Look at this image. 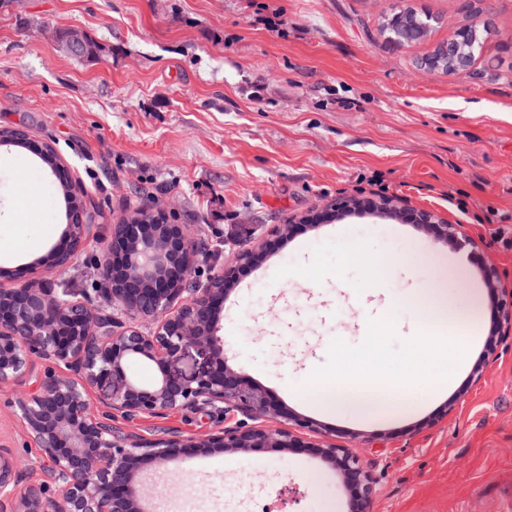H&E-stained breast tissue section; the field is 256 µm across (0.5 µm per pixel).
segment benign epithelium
<instances>
[{"instance_id": "1", "label": "benign epithelium", "mask_w": 512, "mask_h": 512, "mask_svg": "<svg viewBox=\"0 0 512 512\" xmlns=\"http://www.w3.org/2000/svg\"><path fill=\"white\" fill-rule=\"evenodd\" d=\"M429 26L427 17L394 38L412 42ZM480 49L477 30L460 29L439 47L429 70L463 74ZM372 210L397 219L406 215V208L388 198ZM411 216L435 241L468 248L481 259L486 284L498 299L495 334L512 332V287L501 284L497 266L464 225L423 208L411 210ZM156 219V224H139L128 217L112 225V244L99 261L100 287L93 297L35 281L0 288V383L29 375L35 358L48 364L36 390L13 404L45 456L41 482L29 488L19 507L8 508L23 472L0 448V512H155L156 488L144 477L149 466L251 448L304 449L320 456L352 487V512H371L376 483L360 457L334 444L304 441L288 422L315 434L322 433L320 424L275 403L224 358L218 310L236 267L254 264L258 254L243 250L237 266L211 265L203 275L200 261L211 255L208 242L162 212ZM89 232L84 208L72 203L64 243L51 248L49 267H68ZM192 346L209 351L211 367L187 379L170 376L168 366ZM132 359L155 364L160 376L148 384L140 381L128 373ZM92 389L98 393L95 413L87 399ZM178 408L219 417L237 411L265 426L241 424L181 439L162 430L147 438L116 424ZM49 484L59 489V498L42 496Z\"/></svg>"}]
</instances>
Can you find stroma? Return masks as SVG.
<instances>
[{"instance_id":"stroma-1","label":"stroma","mask_w":512,"mask_h":512,"mask_svg":"<svg viewBox=\"0 0 512 512\" xmlns=\"http://www.w3.org/2000/svg\"><path fill=\"white\" fill-rule=\"evenodd\" d=\"M432 28L414 43L379 28L396 0H0V129L32 144L0 150V232L20 190L37 203L21 251L0 255V287L39 276L92 292L112 227L142 207L201 231L214 264L235 266L221 308L229 365L294 414L325 426L372 474L373 512H512V335L491 334L480 266L448 282L480 337L468 362L433 394L411 385L383 393L379 418L326 415L295 400L333 338L360 344L386 303L407 308L398 341L418 334L416 303L433 282V239L408 219L332 215L336 202L387 196L466 225L505 284L512 250V0H494L492 32L469 74L423 64L484 11L485 0H413ZM97 46L75 56L61 31ZM69 166L91 216L85 245L64 271L28 263L61 240L66 201L34 148ZM466 202L459 211L449 193ZM292 225L290 237L282 225ZM496 353L487 356V344ZM30 376L0 384V444L23 470L17 492L40 479L42 452L12 404ZM215 423L183 408L140 421L141 433L182 437ZM163 512H264L283 486L287 512H348L340 474L305 451L253 448L165 463Z\"/></svg>"}]
</instances>
